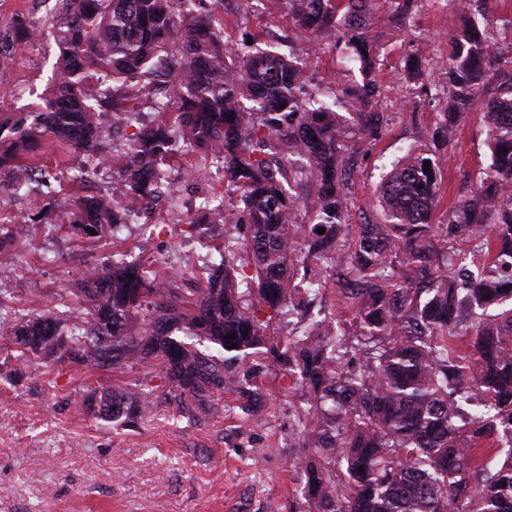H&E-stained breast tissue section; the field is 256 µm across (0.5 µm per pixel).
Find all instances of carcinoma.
<instances>
[{"instance_id":"1","label":"carcinoma","mask_w":512,"mask_h":512,"mask_svg":"<svg viewBox=\"0 0 512 512\" xmlns=\"http://www.w3.org/2000/svg\"><path fill=\"white\" fill-rule=\"evenodd\" d=\"M204 2L59 0L51 20L19 17L0 36L7 49L49 31L59 51L42 104L0 114V194L34 196L27 220L42 221L49 187L40 148L58 142L82 157L72 182L85 185L94 162L115 177L110 193L59 201L61 223L82 237L137 224L172 198L177 152L194 159L186 178L224 182L186 221L188 233L246 230L190 272L191 293L121 254L78 283V313L61 294L37 313H0L14 359L134 367L154 356L160 369L139 388L93 392L89 409L127 424L152 411L162 388L193 417L216 391L252 392L268 328L294 312L299 328L279 357L301 390V512H512V49L472 12L480 0L462 4L432 149L393 164L382 221L360 216L346 249L357 204L348 135L378 141L387 124L376 79L383 45L364 22L370 0H288L296 40L343 44L359 63L363 81L352 86L309 84L294 47L284 54L256 40L243 54L229 50ZM386 2L391 27L418 26L422 0ZM404 72L431 95L421 56L407 55ZM494 75L482 103L491 162L448 207V223L435 224L441 150ZM122 124L135 131L119 140ZM21 240L17 225L0 224L3 268L16 265ZM329 271L354 311L349 330L314 306ZM352 353L363 358L357 371L345 368Z\"/></svg>"}]
</instances>
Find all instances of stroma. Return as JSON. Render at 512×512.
Wrapping results in <instances>:
<instances>
[{
    "label": "stroma",
    "mask_w": 512,
    "mask_h": 512,
    "mask_svg": "<svg viewBox=\"0 0 512 512\" xmlns=\"http://www.w3.org/2000/svg\"><path fill=\"white\" fill-rule=\"evenodd\" d=\"M226 26L224 39L243 53L257 37L287 48L295 36L286 0H217ZM372 20L381 26L385 46L380 81L388 104L417 109L412 125L390 121L385 135L367 144L351 137L357 151L353 186L360 206L379 220L378 195L389 163L408 149L425 148L426 126L434 109L416 96L403 78V56L415 49L425 72L442 80L448 67V35L459 24L453 0H427L421 20L402 34L382 26L385 0H373ZM58 49L53 38L17 45L0 55V113L35 105L52 74ZM345 48L325 49L309 43L305 62L313 82L332 75L342 82H360L357 66ZM481 112H471L465 126L454 130L442 164L447 197L469 195L479 171L490 162ZM186 158L174 156L170 178L178 189L180 208L156 210L151 223L160 227L150 238L127 225L115 239L81 241L54 224H34L20 249V264L0 272V305L28 313L41 309L52 294H69L92 270L108 264L115 252L128 251L142 262H162L176 287L188 288L185 257L206 255L224 240L222 228L188 239L181 216L203 197L223 191L217 178L186 182ZM14 346L0 335V512H300L301 482L286 459L297 431L295 406L300 395L282 389L273 375L259 380L260 393L243 396L225 391L216 409L190 418L177 416L162 392L153 396L150 415L128 427L96 419L82 405L83 396L105 387L134 388L158 361L136 367L96 368L59 364L42 358L31 368L13 357Z\"/></svg>",
    "instance_id": "stroma-1"
}]
</instances>
